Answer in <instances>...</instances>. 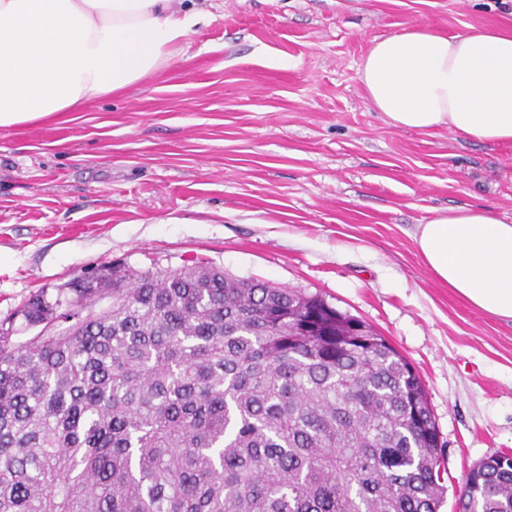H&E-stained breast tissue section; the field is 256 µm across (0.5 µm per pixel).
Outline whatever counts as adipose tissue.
<instances>
[{
	"mask_svg": "<svg viewBox=\"0 0 512 512\" xmlns=\"http://www.w3.org/2000/svg\"><path fill=\"white\" fill-rule=\"evenodd\" d=\"M199 13L174 0H0V127L75 112L159 74ZM397 128L512 142V31L444 34L418 23L373 39L358 67ZM431 271L472 307L512 320V224L450 208L418 225Z\"/></svg>",
	"mask_w": 512,
	"mask_h": 512,
	"instance_id": "adipose-tissue-1",
	"label": "adipose tissue"
}]
</instances>
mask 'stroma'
<instances>
[{"mask_svg": "<svg viewBox=\"0 0 512 512\" xmlns=\"http://www.w3.org/2000/svg\"><path fill=\"white\" fill-rule=\"evenodd\" d=\"M176 59L65 117L0 127V321L115 263L200 260L318 295L421 376L447 495L512 452V321L438 282L417 227L456 207L512 221V143L400 129L365 98L373 39L512 28V0H197Z\"/></svg>", "mask_w": 512, "mask_h": 512, "instance_id": "35a3bbf8", "label": "stroma"}]
</instances>
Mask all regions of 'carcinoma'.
Instances as JSON below:
<instances>
[{
	"mask_svg": "<svg viewBox=\"0 0 512 512\" xmlns=\"http://www.w3.org/2000/svg\"><path fill=\"white\" fill-rule=\"evenodd\" d=\"M92 281L0 322V512H439L423 381L372 328L203 264ZM456 501L512 512V454Z\"/></svg>",
	"mask_w": 512,
	"mask_h": 512,
	"instance_id": "obj_1",
	"label": "carcinoma"
}]
</instances>
